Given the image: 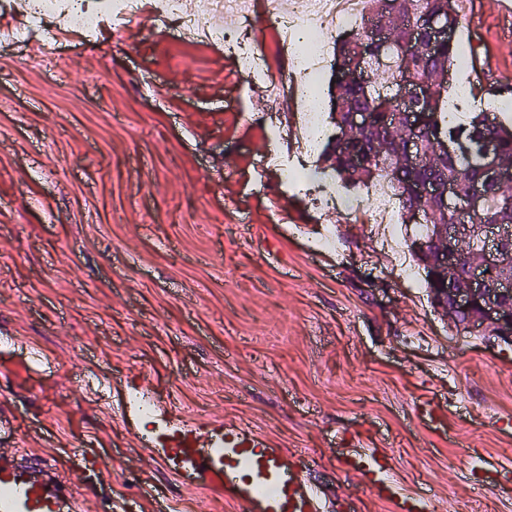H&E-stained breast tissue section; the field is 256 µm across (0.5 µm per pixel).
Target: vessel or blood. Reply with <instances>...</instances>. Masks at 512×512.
<instances>
[{"label": "vessel or blood", "mask_w": 512, "mask_h": 512, "mask_svg": "<svg viewBox=\"0 0 512 512\" xmlns=\"http://www.w3.org/2000/svg\"><path fill=\"white\" fill-rule=\"evenodd\" d=\"M150 456L185 487L224 498L238 512H322L320 492L307 478L320 458L275 445L254 427L234 421L157 426L143 441ZM336 467L364 477L370 496L391 512H434L431 498L403 491L391 478L382 448H347ZM85 497L60 479L55 461L22 462L13 424H0V512H85Z\"/></svg>", "instance_id": "vessel-or-blood-1"}]
</instances>
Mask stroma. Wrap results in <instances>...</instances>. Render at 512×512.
Masks as SVG:
<instances>
[{
    "instance_id": "35a3bbf8",
    "label": "stroma",
    "mask_w": 512,
    "mask_h": 512,
    "mask_svg": "<svg viewBox=\"0 0 512 512\" xmlns=\"http://www.w3.org/2000/svg\"><path fill=\"white\" fill-rule=\"evenodd\" d=\"M460 49L483 59L453 87L512 88V34L494 0H457ZM132 44L55 36L0 49V416L23 418L26 462L72 448L112 468L88 473L90 512H236L173 481L116 410L139 371L171 422L232 420L288 449L322 454L310 481L324 512H389L336 468V442L387 449L391 474L436 512H512V342L457 331L424 281L404 224L394 246L349 192L352 221L316 209L270 162L266 127L295 152L279 112L223 46L154 17ZM445 409L431 427L419 409ZM502 464L482 477L484 459Z\"/></svg>"
}]
</instances>
